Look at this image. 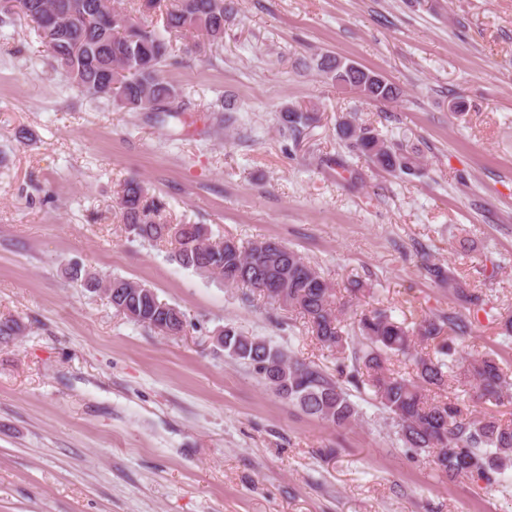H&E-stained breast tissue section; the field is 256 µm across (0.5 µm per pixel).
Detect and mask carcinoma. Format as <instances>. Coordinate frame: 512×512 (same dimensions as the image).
Here are the masks:
<instances>
[{
	"instance_id": "obj_1",
	"label": "carcinoma",
	"mask_w": 512,
	"mask_h": 512,
	"mask_svg": "<svg viewBox=\"0 0 512 512\" xmlns=\"http://www.w3.org/2000/svg\"><path fill=\"white\" fill-rule=\"evenodd\" d=\"M164 0H143L146 12H162V26L132 18L114 0H0V25L20 12L46 44L53 68L65 81L87 97L115 102L129 112L182 111L181 92L163 76L171 58V36L194 38L201 53L224 41L225 0H178L163 8ZM337 85L349 87L373 101H395L399 88L386 79L370 80L375 72L345 58L326 57L320 63ZM314 121L307 110L288 106L280 122L299 133ZM338 136L346 148L388 172L410 173L416 159L402 146L381 137L369 126L345 119ZM119 206L124 224L133 236L152 242L172 240L177 244L173 259L184 268L216 277L228 286L288 289V307L298 311L323 346L345 353L348 336L333 308L334 288L317 268L294 249L270 240H254L232 250L224 240L212 238L202 224H169L162 218V204L148 196L143 183L130 178L123 183ZM427 275L448 284V289L468 305L473 317L486 311L484 296L443 266H425ZM71 274L83 285L101 290L113 300L107 281L94 272ZM171 304L150 292L138 302L134 321L166 334L176 335L184 322L163 312ZM361 348L355 355L356 372L371 387L391 416L405 447L416 451L434 449L433 463L442 475L491 481L512 470V421L475 415L465 402L455 399L431 401L426 391L443 387L450 380L472 386L479 399L501 402L512 398V379L501 366L498 353L484 352L456 357L453 340L469 336L470 323L455 315L423 319L416 328L392 318L382 310H368L356 319ZM448 331L430 355L417 349V342L433 341ZM222 347L228 356L250 366L283 398L293 401L309 415L343 427L358 414L344 386L314 365L300 361L268 343L247 336L233 326L224 328ZM402 358L411 371L390 368Z\"/></svg>"
}]
</instances>
